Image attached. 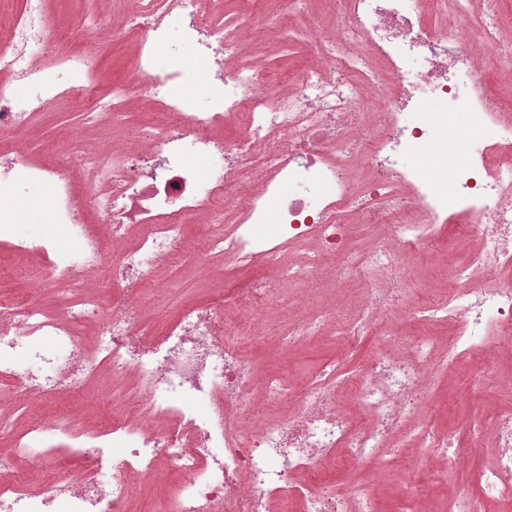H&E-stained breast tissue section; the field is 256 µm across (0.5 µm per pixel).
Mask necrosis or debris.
<instances>
[{
  "label": "necrosis or debris",
  "mask_w": 512,
  "mask_h": 512,
  "mask_svg": "<svg viewBox=\"0 0 512 512\" xmlns=\"http://www.w3.org/2000/svg\"><path fill=\"white\" fill-rule=\"evenodd\" d=\"M205 2L127 0L119 24L80 20L71 39L88 48L65 62L48 39L45 0H22L0 32V134L23 138L38 111L63 97L85 105L90 123L120 115L133 95L169 115L94 152L72 135L49 165L20 146L0 159V243L13 235V188L33 184L49 188L53 221L74 243L16 245V254L43 260L34 283L68 301L48 311L33 298L0 297V382L14 381L24 404L78 390L103 366L133 379L106 430L38 418L14 447L0 448V472L26 459L29 481L43 487L1 483L0 512H131L134 482L167 463L179 483L161 492V512H288L294 502L300 512H378L369 484L349 493L319 480L330 456L357 472L380 464L386 449L427 448L434 480L444 481L486 438L499 449L496 465L456 483L447 512L512 506V407L464 438L422 413L439 349L469 356L471 382L512 397V375L484 371L486 358L512 346V105L489 87L512 59L502 0H334L328 33L309 0H289L259 28L270 39L291 24L309 35L315 62L292 74L286 91L242 37L250 14L219 21ZM174 26L211 92L207 110L175 97L181 73L155 64L153 48ZM115 43L130 49L125 79L90 81V62ZM64 64L65 88L55 79ZM16 83L25 95L13 93ZM452 116L475 146L459 155L445 191L405 159L428 148L447 160L455 141L435 137ZM356 212L373 246L352 234ZM191 224L205 228L202 250L186 247ZM262 224L273 235H258ZM447 224L476 247L449 262L443 294L410 311L427 332L404 342L386 322L412 290L404 258L428 250ZM291 249L303 250L302 265L286 263ZM177 254L201 270L219 255L225 267L262 273L245 294L183 304L154 331L140 294ZM92 272L107 275L102 294L84 287ZM324 277L360 282L352 314L310 307L280 344L330 326L344 345L372 337L376 349L346 375L325 371L299 389L275 374L256 377L232 309L262 315L283 283ZM57 438L77 460L68 481L48 446Z\"/></svg>",
  "instance_id": "obj_1"
}]
</instances>
